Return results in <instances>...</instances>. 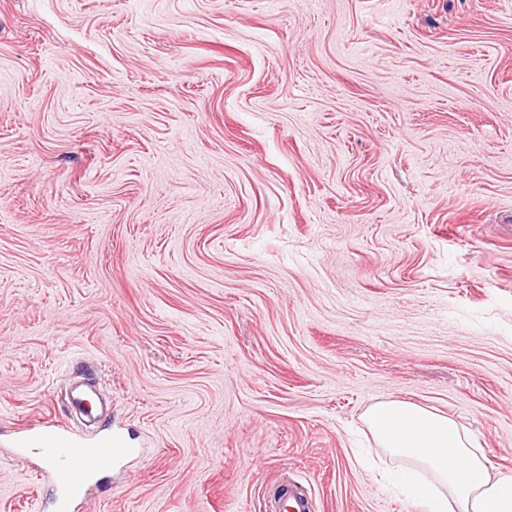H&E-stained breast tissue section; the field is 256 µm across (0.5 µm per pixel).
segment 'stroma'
Here are the masks:
<instances>
[{"mask_svg": "<svg viewBox=\"0 0 512 512\" xmlns=\"http://www.w3.org/2000/svg\"><path fill=\"white\" fill-rule=\"evenodd\" d=\"M83 365V512H411L387 400L512 470V0H0V512ZM278 498L279 512H312V498L300 485L294 482H281L277 485L275 494Z\"/></svg>", "mask_w": 512, "mask_h": 512, "instance_id": "obj_1", "label": "stroma"}]
</instances>
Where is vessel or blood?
<instances>
[{
  "label": "vessel or blood",
  "instance_id": "vessel-or-blood-1",
  "mask_svg": "<svg viewBox=\"0 0 512 512\" xmlns=\"http://www.w3.org/2000/svg\"><path fill=\"white\" fill-rule=\"evenodd\" d=\"M18 447L37 446L40 455L51 465V477L57 493L51 504L52 512H76L84 501L88 483L94 473L110 469L118 460L139 456L136 448L113 451L111 441H103L95 460H87L82 441L70 436L65 429L32 431L25 426L16 440ZM276 496L283 512H312L313 501L300 485L281 482Z\"/></svg>",
  "mask_w": 512,
  "mask_h": 512
}]
</instances>
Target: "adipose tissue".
Instances as JSON below:
<instances>
[{
  "mask_svg": "<svg viewBox=\"0 0 512 512\" xmlns=\"http://www.w3.org/2000/svg\"><path fill=\"white\" fill-rule=\"evenodd\" d=\"M380 448L409 461V499L419 512H512V472L490 476L482 449L456 420L402 401L371 406Z\"/></svg>",
  "mask_w": 512,
  "mask_h": 512,
  "instance_id": "1",
  "label": "adipose tissue"
}]
</instances>
